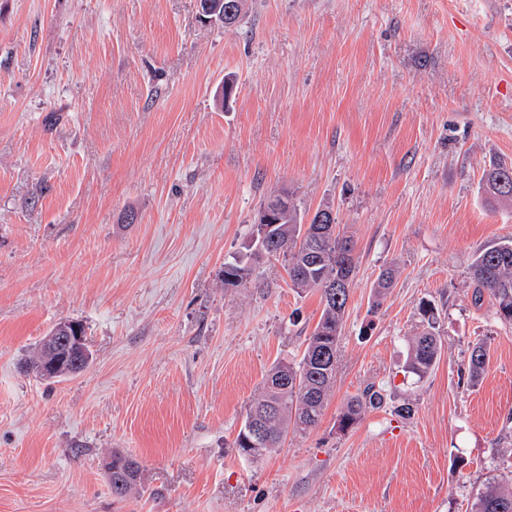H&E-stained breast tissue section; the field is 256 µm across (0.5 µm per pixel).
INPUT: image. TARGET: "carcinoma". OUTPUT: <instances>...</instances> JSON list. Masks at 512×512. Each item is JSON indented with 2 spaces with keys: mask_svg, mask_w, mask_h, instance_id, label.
I'll return each instance as SVG.
<instances>
[{
  "mask_svg": "<svg viewBox=\"0 0 512 512\" xmlns=\"http://www.w3.org/2000/svg\"><path fill=\"white\" fill-rule=\"evenodd\" d=\"M481 190L492 205L512 204V174L487 170ZM299 214L292 207L283 222L274 225L266 241L248 256H236L224 262V287L239 288L247 283L243 272L251 260L263 250L269 256L283 258L292 286L302 292L320 294L322 311L300 358L273 365L264 375L262 391L254 400L244 423H259L263 428L264 451L280 446L288 428L307 432L315 428L323 415L335 378V367L328 352L339 354L344 316L356 276L358 258L350 236L336 224L327 234L318 232L320 225H305L295 221ZM474 284L475 301L489 294L496 316L512 325V238L502 239L481 248L469 265ZM397 270L390 265L383 269L374 283L376 298L383 297L395 284ZM338 284L336 298L327 295L324 285ZM420 331L409 344L407 372L425 377L441 355V341L436 332V310L431 303L419 305ZM489 346L478 340L470 347L468 378L480 381L488 363ZM384 403L382 389L373 385L347 399L339 415V428L348 430L368 409H378ZM125 456L112 454V494L123 497L138 483L122 464ZM474 512H512V471L493 477L480 492Z\"/></svg>",
  "mask_w": 512,
  "mask_h": 512,
  "instance_id": "1",
  "label": "carcinoma"
}]
</instances>
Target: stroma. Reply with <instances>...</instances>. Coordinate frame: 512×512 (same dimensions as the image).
<instances>
[{"instance_id": "obj_1", "label": "stroma", "mask_w": 512, "mask_h": 512, "mask_svg": "<svg viewBox=\"0 0 512 512\" xmlns=\"http://www.w3.org/2000/svg\"><path fill=\"white\" fill-rule=\"evenodd\" d=\"M493 160L512 0H248L230 28L198 0H0V512H471L512 466V326L468 275L512 237L479 192ZM273 195L331 206L359 267L320 423L256 460L232 443L322 310L271 256L224 286ZM424 299L442 352L419 380ZM63 320L92 361L45 381L25 362ZM371 384L383 406L339 430ZM116 452L141 468L122 498ZM489 346L486 341L478 340L470 347L468 358V378L472 384L480 381L488 363Z\"/></svg>"}]
</instances>
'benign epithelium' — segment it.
I'll list each match as a JSON object with an SVG mask.
<instances>
[{"label": "benign epithelium", "mask_w": 512, "mask_h": 512, "mask_svg": "<svg viewBox=\"0 0 512 512\" xmlns=\"http://www.w3.org/2000/svg\"><path fill=\"white\" fill-rule=\"evenodd\" d=\"M92 360L83 325L74 320L61 321L43 341V359L38 370L45 374L66 371L77 373Z\"/></svg>", "instance_id": "obj_1"}]
</instances>
